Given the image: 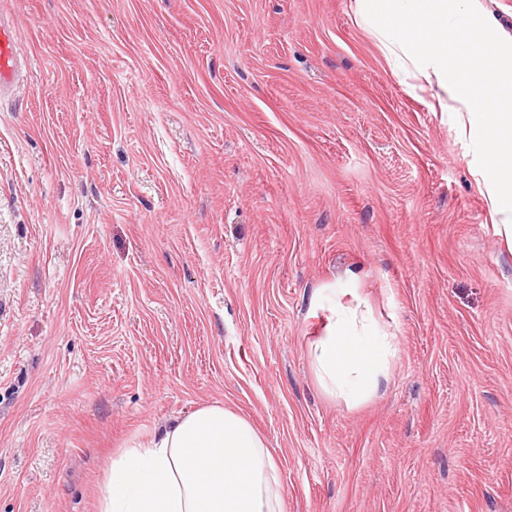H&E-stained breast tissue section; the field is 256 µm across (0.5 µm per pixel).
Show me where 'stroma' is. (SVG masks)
Instances as JSON below:
<instances>
[{"label":"stroma","instance_id":"35a3bbf8","mask_svg":"<svg viewBox=\"0 0 512 512\" xmlns=\"http://www.w3.org/2000/svg\"><path fill=\"white\" fill-rule=\"evenodd\" d=\"M0 512H96L113 456L245 416L284 512H512V250L438 89L355 0H0ZM352 281L357 407L309 347ZM26 55L10 20L0 17V103L13 97L23 76ZM316 303L327 313L323 332L309 349L318 377L328 393L358 405L374 396L386 378L388 358L395 352L392 336L361 310L357 288L333 285Z\"/></svg>","mask_w":512,"mask_h":512}]
</instances>
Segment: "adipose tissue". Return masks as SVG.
<instances>
[{
  "label": "adipose tissue",
  "instance_id": "1",
  "mask_svg": "<svg viewBox=\"0 0 512 512\" xmlns=\"http://www.w3.org/2000/svg\"><path fill=\"white\" fill-rule=\"evenodd\" d=\"M394 75L424 80L455 105L473 143L500 234L512 243V34L479 0H356ZM356 289L318 295L326 313L309 353L324 389L355 406L374 396L395 347ZM97 512H283L279 472L242 415L204 405L112 459Z\"/></svg>",
  "mask_w": 512,
  "mask_h": 512
}]
</instances>
